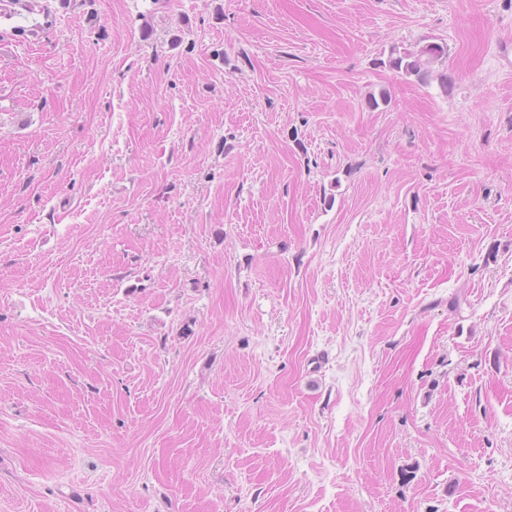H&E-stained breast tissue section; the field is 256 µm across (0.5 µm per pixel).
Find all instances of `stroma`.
I'll return each mask as SVG.
<instances>
[{
    "instance_id": "obj_1",
    "label": "stroma",
    "mask_w": 512,
    "mask_h": 512,
    "mask_svg": "<svg viewBox=\"0 0 512 512\" xmlns=\"http://www.w3.org/2000/svg\"><path fill=\"white\" fill-rule=\"evenodd\" d=\"M51 1L0 19V512H512V0ZM444 55H446L444 46L432 42L415 52L405 51L390 57L388 65L393 70L402 71L407 76H415L419 81L426 82L431 76L428 65L443 58Z\"/></svg>"
}]
</instances>
